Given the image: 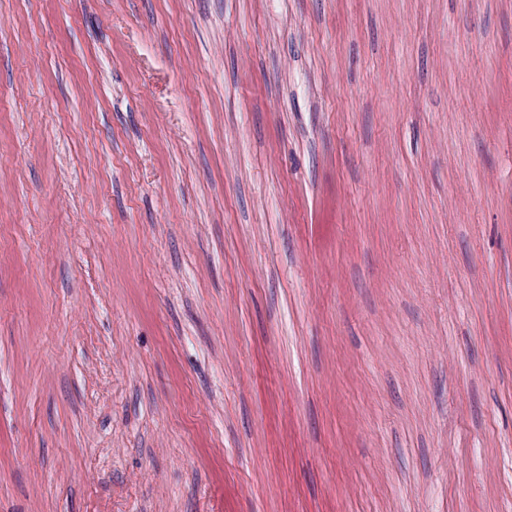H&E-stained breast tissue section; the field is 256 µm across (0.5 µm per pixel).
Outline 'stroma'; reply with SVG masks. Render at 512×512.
<instances>
[{"instance_id": "stroma-1", "label": "stroma", "mask_w": 512, "mask_h": 512, "mask_svg": "<svg viewBox=\"0 0 512 512\" xmlns=\"http://www.w3.org/2000/svg\"><path fill=\"white\" fill-rule=\"evenodd\" d=\"M0 512H512V0H0Z\"/></svg>"}]
</instances>
